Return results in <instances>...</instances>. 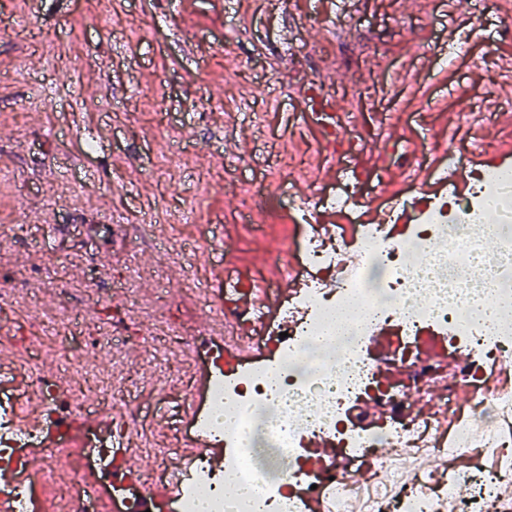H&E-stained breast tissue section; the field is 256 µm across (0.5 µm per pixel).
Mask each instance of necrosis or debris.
Returning <instances> with one entry per match:
<instances>
[{"label":"necrosis or debris","instance_id":"1","mask_svg":"<svg viewBox=\"0 0 512 512\" xmlns=\"http://www.w3.org/2000/svg\"><path fill=\"white\" fill-rule=\"evenodd\" d=\"M324 135L356 183L367 184L368 122L355 117ZM473 179L471 193L434 202L408 182L395 202L404 218L392 224L354 223L361 201L346 190L308 197L307 208L333 209L344 222L325 236L314 224L289 225L277 261L303 288L287 294L283 279H262L280 303L258 317L239 305L258 280L243 265L224 294L225 335L250 341L256 357H234L222 343L176 329L177 343L211 374L190 430L223 445L220 469L200 448L179 474L162 465L130 473L111 441L70 435L63 420L75 414L106 418L127 434L141 413L125 384L98 383L93 369L68 363L65 346L62 373L94 383L97 396L90 402L76 389L58 400L34 341L82 320L35 312L15 348L51 407L44 426L59 438L43 448L36 432H18L13 388L0 387V465L24 471L34 451L43 460L36 479L0 487V512H53L59 501L69 512H143L148 500L157 512H256V500L225 491L228 470L259 487L265 512H307L315 501L323 512H504L512 499V386L498 369L512 363V166H484ZM490 211L498 222L489 230L479 218ZM489 239L499 255L490 278L498 303L485 323L469 298ZM346 304L355 311L344 337L322 341L331 313ZM379 335L386 348L375 344ZM273 378L278 388L269 387ZM317 439L331 443L334 458L313 462L308 448ZM453 457L466 468L438 479L429 461Z\"/></svg>","mask_w":512,"mask_h":512}]
</instances>
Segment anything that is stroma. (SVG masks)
Masks as SVG:
<instances>
[{
  "mask_svg": "<svg viewBox=\"0 0 512 512\" xmlns=\"http://www.w3.org/2000/svg\"><path fill=\"white\" fill-rule=\"evenodd\" d=\"M480 2L0 0V288L27 291L0 312V336L23 332L35 305L84 316L77 343L119 311L134 341L94 369L137 376L143 404L192 381L188 350L151 335L164 320L208 332L202 289L225 253L268 267L282 230L258 242L237 228L242 186L225 167L246 158L265 191L282 147L313 191L333 160L306 105L316 85L379 128L368 150L391 171L386 193L410 178L392 162L401 148L437 159L467 143L465 172L502 161L512 0Z\"/></svg>",
  "mask_w": 512,
  "mask_h": 512,
  "instance_id": "obj_1",
  "label": "stroma"
}]
</instances>
